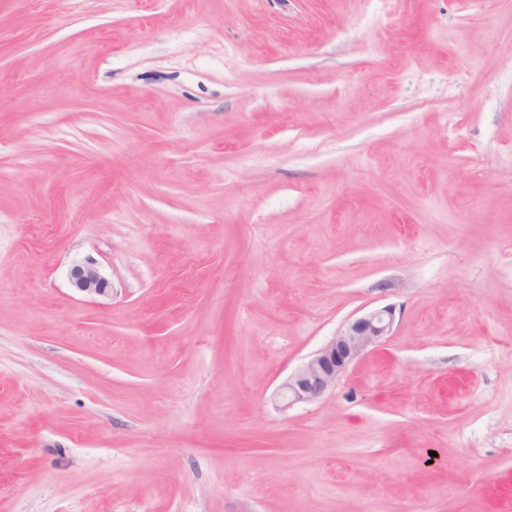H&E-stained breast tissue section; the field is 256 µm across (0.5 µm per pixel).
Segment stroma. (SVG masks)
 Returning a JSON list of instances; mask_svg holds the SVG:
<instances>
[{
    "label": "stroma",
    "instance_id": "35a3bbf8",
    "mask_svg": "<svg viewBox=\"0 0 512 512\" xmlns=\"http://www.w3.org/2000/svg\"><path fill=\"white\" fill-rule=\"evenodd\" d=\"M0 512H512V0H0ZM69 279L75 290L89 297H104L112 293V285L93 262L74 266ZM394 321L393 310L385 307L347 323L281 384L276 395L279 407L285 410L322 400L365 350L380 346L391 336Z\"/></svg>",
    "mask_w": 512,
    "mask_h": 512
}]
</instances>
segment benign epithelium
I'll list each match as a JSON object with an SVG mask.
<instances>
[{
    "instance_id": "benign-epithelium-1",
    "label": "benign epithelium",
    "mask_w": 512,
    "mask_h": 512,
    "mask_svg": "<svg viewBox=\"0 0 512 512\" xmlns=\"http://www.w3.org/2000/svg\"><path fill=\"white\" fill-rule=\"evenodd\" d=\"M69 279L75 290L92 298L112 293L109 280L93 262L74 266ZM394 321L393 310L385 307L347 323L281 384L277 392L279 407L285 410L299 403L322 400L365 350L385 342L392 334Z\"/></svg>"
}]
</instances>
